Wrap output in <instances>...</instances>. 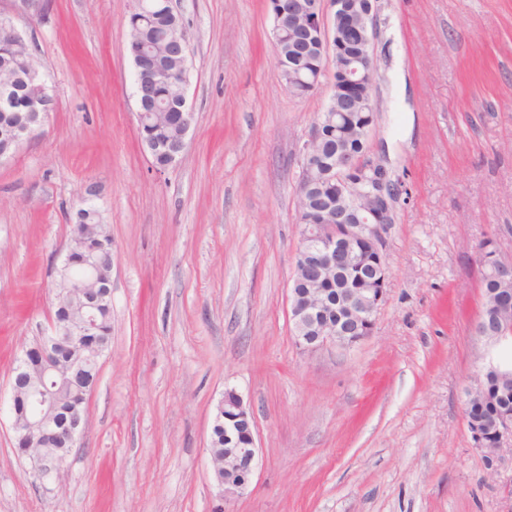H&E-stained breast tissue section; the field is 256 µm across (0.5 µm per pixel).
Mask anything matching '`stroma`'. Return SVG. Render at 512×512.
Masks as SVG:
<instances>
[{
	"label": "stroma",
	"instance_id": "obj_1",
	"mask_svg": "<svg viewBox=\"0 0 512 512\" xmlns=\"http://www.w3.org/2000/svg\"><path fill=\"white\" fill-rule=\"evenodd\" d=\"M194 115L156 171L137 135L134 0H0L56 109L0 159V512H512L464 414L483 351L476 251L512 260V0H379L372 158L401 183L370 336L295 343L301 146L326 91L280 77L268 0H176ZM112 237V340L60 481L35 486L9 397L44 335L88 183ZM255 422L256 467L219 497L209 456L225 390Z\"/></svg>",
	"mask_w": 512,
	"mask_h": 512
}]
</instances>
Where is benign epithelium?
I'll return each mask as SVG.
<instances>
[{
	"label": "benign epithelium",
	"instance_id": "7a95c632",
	"mask_svg": "<svg viewBox=\"0 0 512 512\" xmlns=\"http://www.w3.org/2000/svg\"><path fill=\"white\" fill-rule=\"evenodd\" d=\"M303 0H270L274 18L272 39L277 41L283 35L301 36L315 33L314 49L325 59V68L315 74L310 73L302 63H289L291 79L315 90L323 81L329 82L330 95L326 110L320 119L310 126L301 153L305 173L301 175L298 189L303 190L317 168L318 156L315 145L320 140L321 127L332 125L341 112L360 110L376 119V72L375 52L376 29L374 17L378 12V0H315L312 9H301ZM135 11L143 12L148 19L168 13L179 15L174 0H142L136 3ZM0 44L24 47L25 53L12 58V68L31 83H40L39 72L31 67L28 60L33 58L29 45L13 21L7 17L0 19ZM175 58L188 64L190 38L186 25L175 29L166 40V50L157 53L152 49L143 50L135 61V97L137 105V130L142 133L141 141L148 152L163 151L169 164L176 163L186 148V136L193 120V112L188 106V78L178 79V110L182 123L177 140L165 145L155 141L146 127L152 113L145 111L153 85L168 77L175 78L167 66V58ZM55 98L44 90L43 95L31 108L35 116L48 115L55 109ZM42 120L34 124H22L12 136L14 148L41 128ZM354 156L348 150L336 153L332 170L336 171V213L314 217L299 213L302 224V240L296 253L293 275H299L304 267L311 268V274L320 278L339 266L355 262L351 244L363 240L380 257L384 277H389L386 261V234L395 223L394 203L396 192L390 171L381 163L371 162L369 167L377 173V189L369 199L356 196L355 187L348 178L353 169ZM81 211H76L70 224L69 241L84 242L87 236ZM84 267V274L71 273L72 264ZM64 274V287L57 289L66 301L77 303L82 310L80 319L63 320L54 317L47 345L31 346L24 351L20 362L21 376L27 383V404L21 410L11 406V428L15 440L29 453L39 455L38 464L31 470L34 480L57 481L63 473V463L53 455L40 453L43 448H57L61 445L75 447L83 428L81 414L63 417L47 398V388L63 379L58 356L62 352H72L84 337L96 329L95 311L98 293L102 288H112V264H103L88 250L82 260L72 261L67 254L59 269ZM385 295V289L346 288L336 300V307L344 310L350 325L324 329L316 335L308 333V325L316 319L322 301L317 297H307L297 288H290L289 319L293 324L295 340L305 351L314 352L327 346L345 348L346 336L360 328L369 331L374 328L376 310ZM474 333L487 347L502 346L512 348V333L498 328L482 318H477ZM496 373L501 393L512 392V362L502 360L490 362L478 369L466 390V401L480 396L483 389L482 375L485 371ZM224 410V478L220 480V492L224 498H232L245 491L251 481L256 462V440L252 415L241 395L233 390L224 393L220 402ZM495 439L491 446L484 445L482 433L471 431L476 444L492 463L504 455L512 456V415L502 416L493 422Z\"/></svg>",
	"mask_w": 512,
	"mask_h": 512
}]
</instances>
